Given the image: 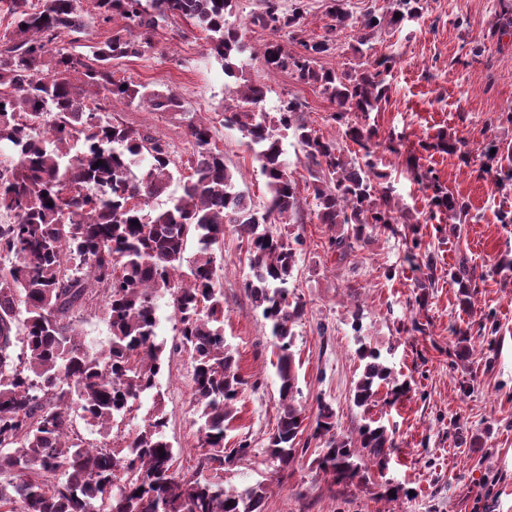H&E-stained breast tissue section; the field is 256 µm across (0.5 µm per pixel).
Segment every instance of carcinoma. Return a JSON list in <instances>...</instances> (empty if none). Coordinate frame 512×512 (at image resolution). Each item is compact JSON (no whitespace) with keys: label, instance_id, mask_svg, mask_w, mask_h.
I'll use <instances>...</instances> for the list:
<instances>
[{"label":"carcinoma","instance_id":"cac0c4a2","mask_svg":"<svg viewBox=\"0 0 512 512\" xmlns=\"http://www.w3.org/2000/svg\"><path fill=\"white\" fill-rule=\"evenodd\" d=\"M11 28L0 33V512H264L269 485L224 486V472L249 456L241 442L224 446L235 403L249 385L224 340V290L216 246L231 224L247 244L246 292L270 324L280 381V411L267 451L288 467L299 451L306 416L296 404L293 326L303 304L289 301L299 235L275 234L290 224L297 183L283 161V135L301 146L308 184L321 224H344L333 245L340 253L364 240L368 226L419 223L378 169V130L360 121L387 101L385 73L391 57L336 71L317 68L336 49L337 33L357 26L353 49L361 56L386 25L419 16L424 0H393L385 14L368 12L357 23L344 0H323L332 24L320 39L304 36L307 0H262L250 24L269 31L261 55L271 70L316 85L335 106L331 119L345 127L359 152L346 155L299 119L304 104L281 101L274 113L260 109L265 87L243 76L249 46L226 14L233 0H92L105 23L123 26L103 41L88 38L84 0H3ZM497 33L512 34V0H500ZM206 34L207 51L224 75L239 81L237 104L222 105L224 124L235 126L265 177L266 201L257 205L238 189L208 119L189 124L192 152L177 161L159 135L133 129L112 112L145 104L176 112L175 95L116 77L114 62L154 49L153 32L176 19ZM297 45L290 51L280 38ZM434 148L467 156L472 143L437 136ZM180 193L147 210L172 183ZM432 204L456 219L466 202L437 192ZM196 252L182 270L189 242ZM459 302L470 304L473 272L459 265ZM171 297L180 345L189 350L199 421L198 461L191 473L175 469L165 436L162 399L136 433L90 446L70 429L71 413L108 437L155 388L164 366L155 342L157 299ZM102 296L109 343L92 352L75 327L76 312ZM363 370L353 402L366 410L381 389L404 392L379 350L361 346ZM334 412L319 406L311 438L321 442L317 467L334 485L365 478L367 458L384 471L395 449L387 428L371 421L355 440L333 433Z\"/></svg>","mask_w":512,"mask_h":512}]
</instances>
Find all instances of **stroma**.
Wrapping results in <instances>:
<instances>
[{
  "instance_id": "35a3bbf8",
  "label": "stroma",
  "mask_w": 512,
  "mask_h": 512,
  "mask_svg": "<svg viewBox=\"0 0 512 512\" xmlns=\"http://www.w3.org/2000/svg\"><path fill=\"white\" fill-rule=\"evenodd\" d=\"M498 0H427L421 18L387 27L376 39L378 52L391 56L389 101L371 113L379 131V158L390 161L384 145L402 140L418 153L422 169L433 170L454 196L469 200L471 216L450 228L447 215L429 216L432 191L404 169L393 171L396 193L416 215L398 232L367 230L364 241L338 258L334 238L340 224L319 223L308 188V164L294 138L283 141L284 159L297 183L302 223L291 225L304 244L293 272V300L304 305L294 328L292 350L298 366L297 397L308 417L320 404L334 413L339 435L357 438L361 426H387L397 451L385 472L349 487L330 484L317 469V440H309L289 469L276 472L265 449L277 423L279 380L271 365L270 328L253 306L246 244L225 228L218 254L224 289V338L250 386L240 397L228 447L247 441L251 454L225 472V486L265 481V512H512V224L499 223V207L512 206V193L499 190L480 161L420 150L438 131L512 150V124L499 113L512 108V37H493ZM154 52L122 59L119 75L149 88L173 91L178 112L118 107L124 124L157 132L179 155H189L190 121L213 116L237 86L226 77L198 29L175 20L154 32ZM252 79L267 87L265 111L297 98L304 122L317 135L345 150L356 146L331 120L334 104L314 86L288 73L268 70L261 57L249 62ZM215 141L240 189L255 203L265 199L258 162L237 128L218 123ZM420 248H413V241ZM416 249L417 261L408 258ZM467 264L476 278L469 308L458 302L451 276ZM157 340L165 363L157 379L168 417L166 435L180 472L197 463L198 426L192 400V362L177 349L176 321L167 299H159ZM377 347L407 390L371 410L354 405V385L363 369L361 344ZM398 487L396 499L386 485Z\"/></svg>"
}]
</instances>
